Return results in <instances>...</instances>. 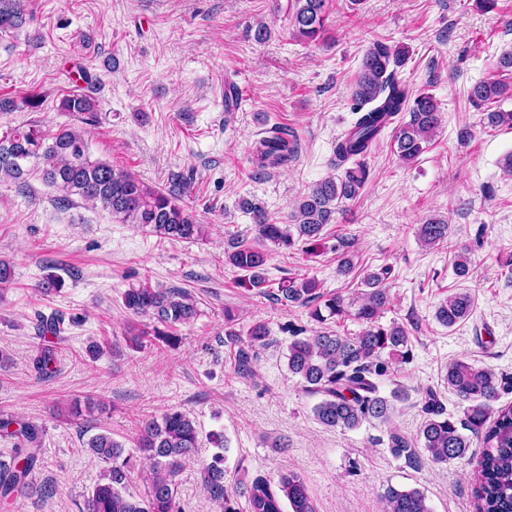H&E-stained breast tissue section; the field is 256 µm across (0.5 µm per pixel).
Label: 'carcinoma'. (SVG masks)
<instances>
[{"instance_id": "cac0c4a2", "label": "carcinoma", "mask_w": 512, "mask_h": 512, "mask_svg": "<svg viewBox=\"0 0 512 512\" xmlns=\"http://www.w3.org/2000/svg\"><path fill=\"white\" fill-rule=\"evenodd\" d=\"M328 0H291L289 26L294 38L312 43L327 31ZM26 23L25 0H0V33L10 34ZM408 51L374 41L364 52L352 87L354 124L336 140L330 166L339 171L317 183L293 205L292 223L277 224L266 209L252 201L242 208L252 215L254 242L237 240L225 251L227 261L244 273L248 287L266 293V264L273 248L292 250L297 243L305 252L323 239L325 226L332 222L338 203L358 197L369 177L366 158L383 131L396 124L393 147L399 159L414 163L425 152L440 125V112L434 97L413 93L397 77L408 59ZM512 87L500 80L481 81L472 86L469 99L477 109L509 95ZM64 112H73L94 121L96 100L84 93L64 96L59 102ZM407 113L408 118L401 117ZM483 123L490 127L512 128V112L489 111ZM298 153L297 139L280 135L262 137L255 142L252 163L262 174L293 161ZM37 173L63 193L69 202L77 196L107 211L120 224L148 228L156 235L181 241H195L204 231L182 201L187 182L181 174L172 178L166 191L152 188L131 173L111 164L93 160L84 135L62 126L43 128L30 121L9 128L0 136V178L18 183ZM419 241L430 247L448 243V225L429 218L418 225ZM392 272L383 266L365 274L352 300L341 294L318 291L313 278L294 276L278 282L274 299L287 305L309 308V318L320 326L313 336L305 329L292 330L288 346V371L300 379L303 389L322 399L314 406L315 419L322 425L341 430L359 428L365 422L391 421L396 403L409 399L398 387L389 395L380 393L379 384L394 374L398 365L412 357L407 329L380 318L389 304L385 280ZM124 308L136 316H148L162 324L153 328L155 339L172 347L179 343L173 328L198 316L197 303L180 290H163L145 281L123 294ZM473 310L470 293H456L436 310V319L451 328L466 320ZM352 317L363 324L355 335L328 327L330 321ZM54 351L42 347L33 360L35 370L47 375L54 363ZM448 387L463 402L459 421L445 413L433 390L422 405L426 414L419 433L423 452L434 463H450L465 458L473 441L482 444L474 486L475 512H512V406L497 407L504 379L492 370L468 360L448 365ZM470 432L466 436L463 431ZM0 434L17 439L12 463L0 466V512H9L17 496L34 493L32 472L37 466L43 429L33 422L13 417L0 418ZM199 445L196 422L185 412L170 409L161 417L141 421L137 440L143 458L151 461L146 489L140 495L128 491L135 463L124 454V446L110 433H98L83 443L84 451L105 464L103 478L88 494L83 512H182L178 498V476L184 461ZM391 450L411 459L417 449L396 434L391 435ZM203 480L220 512H241L239 498L247 499L249 512H315L305 481L294 473L273 481L255 477L243 487L224 481V455L220 452L204 467ZM384 512H433L423 491L388 487L383 494Z\"/></svg>"}]
</instances>
